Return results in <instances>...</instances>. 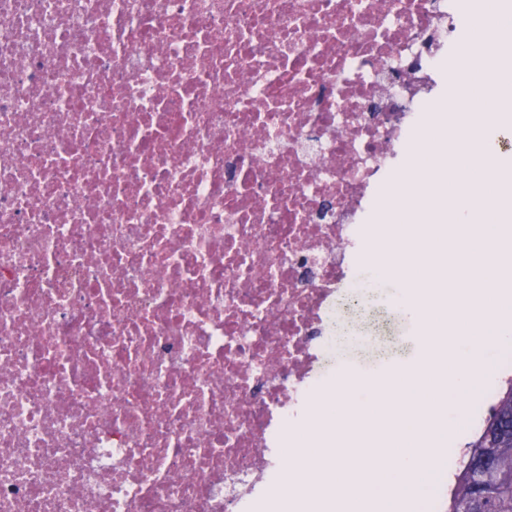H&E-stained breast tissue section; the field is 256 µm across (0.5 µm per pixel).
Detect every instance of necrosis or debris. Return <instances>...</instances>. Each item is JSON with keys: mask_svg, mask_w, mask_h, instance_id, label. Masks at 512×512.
Wrapping results in <instances>:
<instances>
[{"mask_svg": "<svg viewBox=\"0 0 512 512\" xmlns=\"http://www.w3.org/2000/svg\"><path fill=\"white\" fill-rule=\"evenodd\" d=\"M448 0H0V512H253Z\"/></svg>", "mask_w": 512, "mask_h": 512, "instance_id": "necrosis-or-debris-1", "label": "necrosis or debris"}]
</instances>
